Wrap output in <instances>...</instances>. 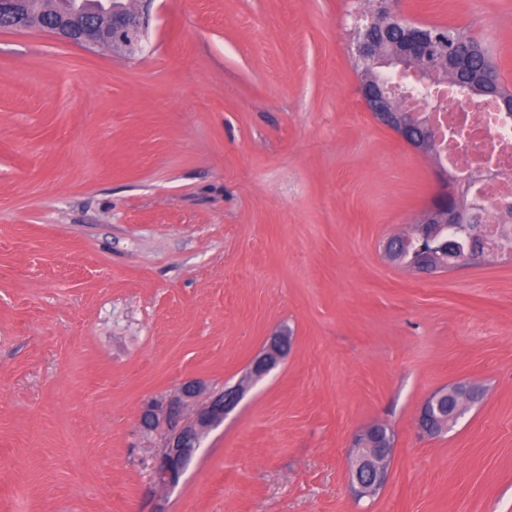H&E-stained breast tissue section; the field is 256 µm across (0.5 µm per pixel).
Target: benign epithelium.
<instances>
[{
	"label": "benign epithelium",
	"mask_w": 512,
	"mask_h": 512,
	"mask_svg": "<svg viewBox=\"0 0 512 512\" xmlns=\"http://www.w3.org/2000/svg\"><path fill=\"white\" fill-rule=\"evenodd\" d=\"M404 25L405 51L399 57L381 61L380 66L412 76L414 84L408 91L422 97L421 105L407 108L394 105V96L399 91L389 78L382 83L373 81L361 85L360 95L366 109L378 122L394 131L412 150L426 155L436 144L437 130L435 125L423 119V112L441 111L442 102L422 94L428 83L426 70L420 66L418 56L424 47L426 25L411 21H404ZM28 28H39L72 43L132 54L142 49L146 21L142 11L119 0H113L110 7L104 4L85 7L77 3L62 8L48 7L46 0H0V29ZM438 178L442 189L417 219L422 238H436L438 224L467 222L462 211L448 209L446 171L439 170ZM287 340L288 337L279 333L268 337L248 363L242 380L233 386L217 390L192 378L181 382L169 393L143 402L140 428L157 441V448L148 462L154 488L168 490L179 485L205 436L224 424V419L243 399L248 384L265 377L284 359ZM479 395L478 387L472 382H457L434 391L420 407L418 428L431 436L437 425H454ZM393 451L390 433L382 424H373L353 437L348 453V481L357 498L372 497L385 487Z\"/></svg>",
	"instance_id": "obj_1"
}]
</instances>
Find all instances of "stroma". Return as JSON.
I'll return each mask as SVG.
<instances>
[{
	"mask_svg": "<svg viewBox=\"0 0 512 512\" xmlns=\"http://www.w3.org/2000/svg\"><path fill=\"white\" fill-rule=\"evenodd\" d=\"M368 0H152L127 57L0 29V512H512V258L416 274L385 242L436 165L359 94ZM512 88V0H399ZM284 362L156 493L142 401ZM484 394L447 434L424 399ZM394 433L375 499L347 451ZM479 395L478 387L472 382H457L434 391L420 407L418 428L423 434L433 436L436 433L434 423L440 426L448 421L449 429L464 416Z\"/></svg>",
	"mask_w": 512,
	"mask_h": 512,
	"instance_id": "obj_1",
	"label": "stroma"
}]
</instances>
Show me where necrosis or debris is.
Listing matches in <instances>:
<instances>
[{
    "mask_svg": "<svg viewBox=\"0 0 512 512\" xmlns=\"http://www.w3.org/2000/svg\"><path fill=\"white\" fill-rule=\"evenodd\" d=\"M439 120L447 129L439 148L443 164L471 178L470 195L482 213H504L512 205V114L456 99Z\"/></svg>",
    "mask_w": 512,
    "mask_h": 512,
    "instance_id": "4bbe7bcc",
    "label": "necrosis or debris"
}]
</instances>
